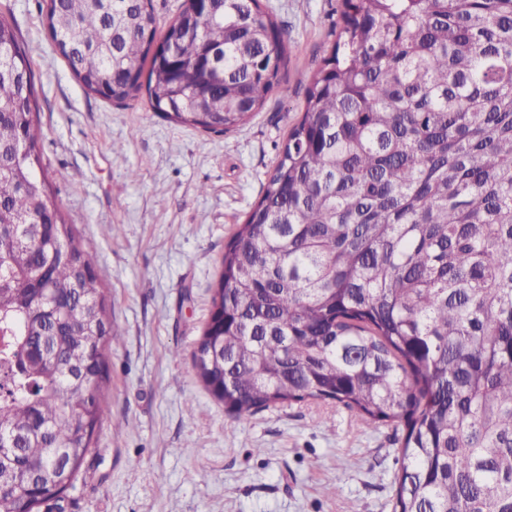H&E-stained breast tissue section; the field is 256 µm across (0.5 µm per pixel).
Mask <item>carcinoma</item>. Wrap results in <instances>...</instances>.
<instances>
[{"instance_id": "obj_1", "label": "carcinoma", "mask_w": 512, "mask_h": 512, "mask_svg": "<svg viewBox=\"0 0 512 512\" xmlns=\"http://www.w3.org/2000/svg\"><path fill=\"white\" fill-rule=\"evenodd\" d=\"M83 89L205 132L280 84L259 0H47ZM259 201L224 247L193 369L233 419L335 401L403 426L392 512H512V0H342ZM34 74L0 13V512L76 480L120 341L48 195ZM184 0H152V7L158 20L157 34L163 33L168 23L174 19L180 11Z\"/></svg>"}]
</instances>
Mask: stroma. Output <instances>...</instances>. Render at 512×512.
I'll return each instance as SVG.
<instances>
[{
	"label": "stroma",
	"instance_id": "1",
	"mask_svg": "<svg viewBox=\"0 0 512 512\" xmlns=\"http://www.w3.org/2000/svg\"><path fill=\"white\" fill-rule=\"evenodd\" d=\"M260 5L288 34L281 86L245 125L214 134L142 97L86 93L55 49L45 0H0L31 59L50 198L95 254L121 336L95 449L52 512L391 510L393 427L328 402L235 420L192 367L224 246L262 196L340 22V0Z\"/></svg>",
	"mask_w": 512,
	"mask_h": 512
}]
</instances>
